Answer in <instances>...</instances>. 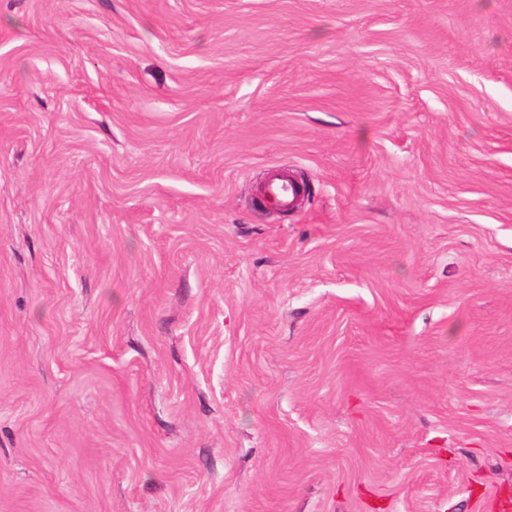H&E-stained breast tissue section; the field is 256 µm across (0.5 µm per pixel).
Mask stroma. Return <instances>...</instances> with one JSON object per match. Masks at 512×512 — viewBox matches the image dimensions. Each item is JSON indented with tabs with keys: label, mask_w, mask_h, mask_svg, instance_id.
<instances>
[{
	"label": "stroma",
	"mask_w": 512,
	"mask_h": 512,
	"mask_svg": "<svg viewBox=\"0 0 512 512\" xmlns=\"http://www.w3.org/2000/svg\"><path fill=\"white\" fill-rule=\"evenodd\" d=\"M507 500L512 0H0V512ZM297 196L295 186L282 177V173L273 170L263 191V201L281 209L293 205Z\"/></svg>",
	"instance_id": "obj_1"
}]
</instances>
